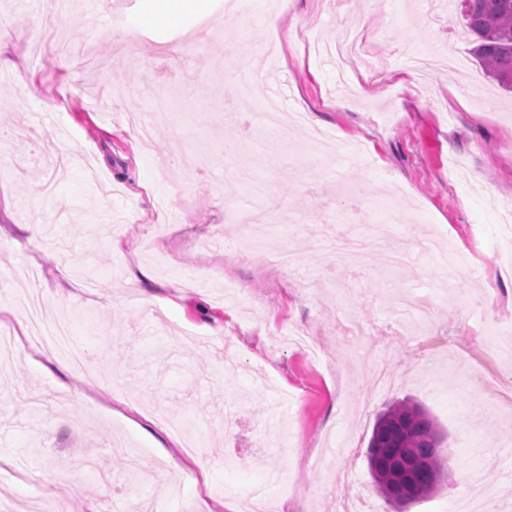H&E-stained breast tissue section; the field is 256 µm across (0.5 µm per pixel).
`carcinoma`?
<instances>
[{"label":"carcinoma","instance_id":"cac0c4a2","mask_svg":"<svg viewBox=\"0 0 512 512\" xmlns=\"http://www.w3.org/2000/svg\"><path fill=\"white\" fill-rule=\"evenodd\" d=\"M462 20L476 43L478 63L500 87L512 90V0H464ZM441 443L435 422L416 403L397 402L379 414L367 461L387 502L405 508L448 478Z\"/></svg>","mask_w":512,"mask_h":512}]
</instances>
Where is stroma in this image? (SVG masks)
I'll return each mask as SVG.
<instances>
[{
  "label": "stroma",
  "instance_id": "stroma-1",
  "mask_svg": "<svg viewBox=\"0 0 512 512\" xmlns=\"http://www.w3.org/2000/svg\"><path fill=\"white\" fill-rule=\"evenodd\" d=\"M157 6L80 0L47 21L0 0V305L37 270L44 326L67 322L84 358L6 323L0 502L393 512L366 450L409 398L445 432L450 477L408 512H453L469 475L512 512V358L490 345L512 337V93L471 54L460 0H209L137 26ZM350 25L382 69L338 71L299 39ZM271 63L307 116L285 140L261 110ZM437 237L475 259L444 270ZM409 294L432 324L401 322Z\"/></svg>",
  "mask_w": 512,
  "mask_h": 512
}]
</instances>
